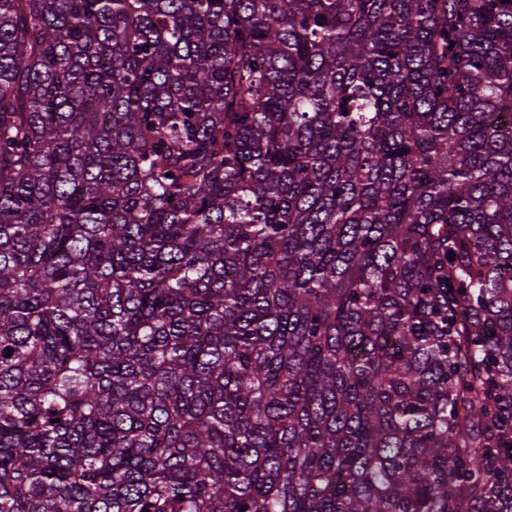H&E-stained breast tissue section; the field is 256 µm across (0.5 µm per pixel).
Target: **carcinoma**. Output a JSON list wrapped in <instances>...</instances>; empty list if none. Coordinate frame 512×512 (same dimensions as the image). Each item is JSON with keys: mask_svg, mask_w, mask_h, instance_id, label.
Masks as SVG:
<instances>
[{"mask_svg": "<svg viewBox=\"0 0 512 512\" xmlns=\"http://www.w3.org/2000/svg\"><path fill=\"white\" fill-rule=\"evenodd\" d=\"M507 116L512 0H0V512H512Z\"/></svg>", "mask_w": 512, "mask_h": 512, "instance_id": "carcinoma-1", "label": "carcinoma"}]
</instances>
